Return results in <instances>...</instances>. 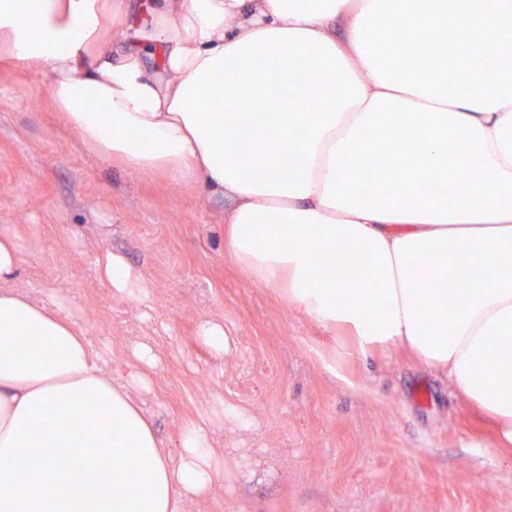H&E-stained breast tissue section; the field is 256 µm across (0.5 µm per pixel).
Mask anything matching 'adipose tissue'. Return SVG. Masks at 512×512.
I'll return each mask as SVG.
<instances>
[{
	"label": "adipose tissue",
	"instance_id": "1",
	"mask_svg": "<svg viewBox=\"0 0 512 512\" xmlns=\"http://www.w3.org/2000/svg\"><path fill=\"white\" fill-rule=\"evenodd\" d=\"M447 22L455 41L434 35ZM0 53L49 75L103 162L230 199L224 250L244 274L360 350L408 349L512 451V0H0ZM22 262L0 231V512L209 498L223 407L167 451L143 400L154 347L113 378L67 297L17 288ZM452 267L467 285L451 293ZM100 273L149 305L121 255Z\"/></svg>",
	"mask_w": 512,
	"mask_h": 512
}]
</instances>
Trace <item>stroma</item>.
Here are the masks:
<instances>
[{
    "instance_id": "35a3bbf8",
    "label": "stroma",
    "mask_w": 512,
    "mask_h": 512,
    "mask_svg": "<svg viewBox=\"0 0 512 512\" xmlns=\"http://www.w3.org/2000/svg\"><path fill=\"white\" fill-rule=\"evenodd\" d=\"M49 79L0 57V229L19 238V285L55 289L93 318L87 336L121 372L136 342L162 361L146 400L175 448L185 420L216 426L224 486L199 512H512V454L492 446L446 381L400 349L355 351L247 279L224 251L226 198L100 163L58 119ZM121 254L152 305L112 296ZM221 321L215 359L196 338ZM262 463L267 482L246 480Z\"/></svg>"
}]
</instances>
